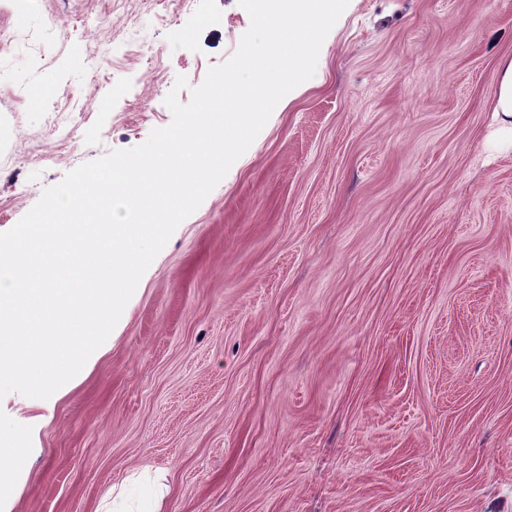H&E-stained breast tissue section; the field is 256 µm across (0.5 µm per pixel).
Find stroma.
Segmentation results:
<instances>
[{
    "instance_id": "35a3bbf8",
    "label": "stroma",
    "mask_w": 512,
    "mask_h": 512,
    "mask_svg": "<svg viewBox=\"0 0 512 512\" xmlns=\"http://www.w3.org/2000/svg\"><path fill=\"white\" fill-rule=\"evenodd\" d=\"M174 7L0 0V232L170 124L158 100L250 27L237 0ZM505 56L512 0H349L55 402L15 512H95L140 466L168 471L164 512H512V149L484 145ZM49 77L56 111L15 91Z\"/></svg>"
}]
</instances>
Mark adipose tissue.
I'll use <instances>...</instances> for the list:
<instances>
[{"label":"adipose tissue","mask_w":512,"mask_h":512,"mask_svg":"<svg viewBox=\"0 0 512 512\" xmlns=\"http://www.w3.org/2000/svg\"><path fill=\"white\" fill-rule=\"evenodd\" d=\"M496 82L493 113L497 131L501 142L512 145V57L500 61ZM170 494L167 473L140 467L113 483L101 497L96 512H163Z\"/></svg>","instance_id":"adipose-tissue-1"}]
</instances>
